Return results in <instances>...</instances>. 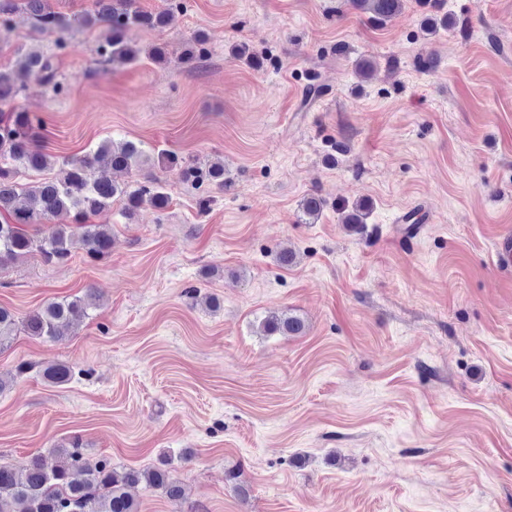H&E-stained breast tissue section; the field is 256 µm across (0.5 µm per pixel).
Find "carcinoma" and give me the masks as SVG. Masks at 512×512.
<instances>
[{"label":"carcinoma","instance_id":"1","mask_svg":"<svg viewBox=\"0 0 512 512\" xmlns=\"http://www.w3.org/2000/svg\"><path fill=\"white\" fill-rule=\"evenodd\" d=\"M355 10L368 20L381 25L402 11L404 0H349ZM169 12H146L134 0H94V8L85 15L61 13L51 0H0V26L9 28L20 18L33 20L59 34L55 51L28 50L17 61V70L0 71V103H10L23 90L19 75H34L48 84L56 77L58 53L68 47L66 35L83 28L101 25L105 28L99 54L108 65H127L139 60L141 49L130 39L134 29L164 28ZM448 25V19L429 14L422 20V32L437 34ZM42 121L28 112L12 110L0 122V266L30 253H39L48 263L67 259L73 250L81 249L91 259H101L111 250L112 239L100 224H89L90 215L112 208L118 201L128 220L146 205L163 210L170 196L165 184L153 177L143 181L118 184L112 180L114 170H139L142 163L156 158L161 167H177L183 180L199 189L206 184L224 186V164H202L177 156L152 151L140 143H116L103 139L96 149L62 161L59 173L34 185L18 182L21 170L43 171L55 160L39 149L35 140ZM324 206L322 198L310 194L300 205V220L317 219ZM370 209L356 203L345 216V224H363ZM64 215L67 224H49ZM97 308V297L89 288L81 296L47 301L19 321L0 307V348L10 343L17 330L48 341L66 338L74 322ZM261 334H299L303 322L293 316L269 315L259 324ZM43 378L51 384L63 385L72 376L70 365L59 362L46 366ZM160 492L170 501L186 500L184 485L168 467L125 468L121 471L107 461L90 465L83 448L75 439L68 448H53L48 454L37 453L27 464L16 469L0 465V512H139V505L127 492L138 485Z\"/></svg>","mask_w":512,"mask_h":512}]
</instances>
